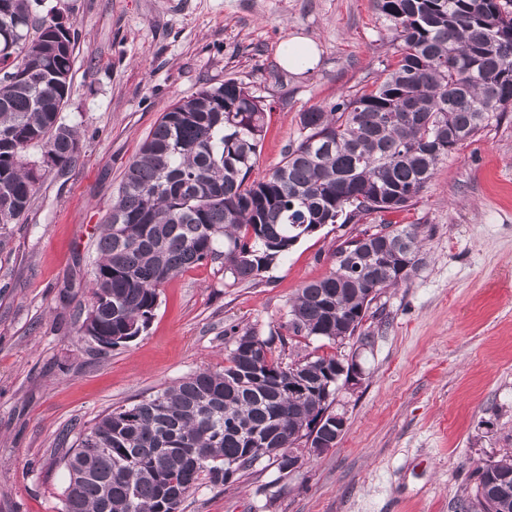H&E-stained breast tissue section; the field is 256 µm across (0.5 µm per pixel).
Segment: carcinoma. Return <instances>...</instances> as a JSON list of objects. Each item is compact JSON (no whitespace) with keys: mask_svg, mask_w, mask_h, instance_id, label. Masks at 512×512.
<instances>
[{"mask_svg":"<svg viewBox=\"0 0 512 512\" xmlns=\"http://www.w3.org/2000/svg\"><path fill=\"white\" fill-rule=\"evenodd\" d=\"M394 61L374 89L299 113V140L263 178L266 105L234 78L162 113L128 165L98 239L90 272L99 333L116 347L146 332L159 288L206 260L231 284L251 283L310 230L357 224L414 206L441 163L512 110V0H374ZM0 0V251L7 226L30 211L54 156L64 169L79 151L65 121L76 47L64 8ZM425 237L420 224L380 220L371 239L336 248L328 274L299 289L288 330L336 344L357 333L368 291L407 283ZM281 336L231 337L219 369H199L102 415L75 448L62 512H181L202 481L222 486L262 458L288 472L277 448L336 434L334 355L284 365ZM512 459L478 469L461 512H512Z\"/></svg>","mask_w":512,"mask_h":512,"instance_id":"1","label":"carcinoma"}]
</instances>
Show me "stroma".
Returning <instances> with one entry per match:
<instances>
[{
    "label": "stroma",
    "instance_id": "1",
    "mask_svg": "<svg viewBox=\"0 0 512 512\" xmlns=\"http://www.w3.org/2000/svg\"><path fill=\"white\" fill-rule=\"evenodd\" d=\"M68 2L79 37L64 116L80 151L43 178L0 251V512H60V449L106 411L222 366L233 328L284 335L283 362L328 354L364 374L336 395L347 427L334 448L288 474L261 459L233 483L201 485L182 512H460L477 467L512 455V112L454 150L415 206L388 214L431 235L410 281L377 293L368 345L288 330L290 300L361 231L327 224L257 283L227 285L211 262L178 274L147 332L104 348L77 332L99 226L162 113L242 82L267 104L260 178L297 139L300 112L373 89L393 48L373 0ZM296 34L320 50L312 72L276 62Z\"/></svg>",
    "mask_w": 512,
    "mask_h": 512
}]
</instances>
